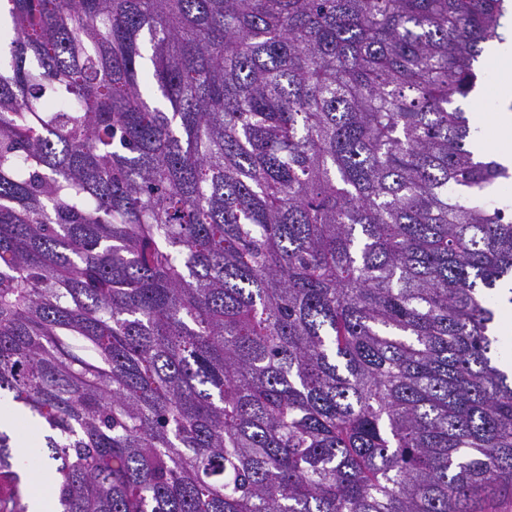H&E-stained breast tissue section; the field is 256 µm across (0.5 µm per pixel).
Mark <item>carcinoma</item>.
<instances>
[{
	"instance_id": "1",
	"label": "carcinoma",
	"mask_w": 512,
	"mask_h": 512,
	"mask_svg": "<svg viewBox=\"0 0 512 512\" xmlns=\"http://www.w3.org/2000/svg\"><path fill=\"white\" fill-rule=\"evenodd\" d=\"M505 0H0V398L55 512L512 498ZM487 55L492 62L491 85L488 92L490 94L489 108L482 102L484 98L481 97L471 99L467 105L470 111L473 103L477 101L473 107L474 111L478 110L477 114L479 118L483 115L482 113H485L481 121H479L482 130L480 136L482 142L484 140V129L488 114L496 112L498 110L497 108L500 107L496 95V88L501 77V68L497 63H499L503 69V78L498 86V94L503 98L512 100V25L510 31L504 32L503 42L497 44L491 51V56L497 63L491 59L489 52H487ZM492 114L485 129L486 138L498 143L499 147L496 151V155L499 160L512 165V113L496 112Z\"/></svg>"
}]
</instances>
